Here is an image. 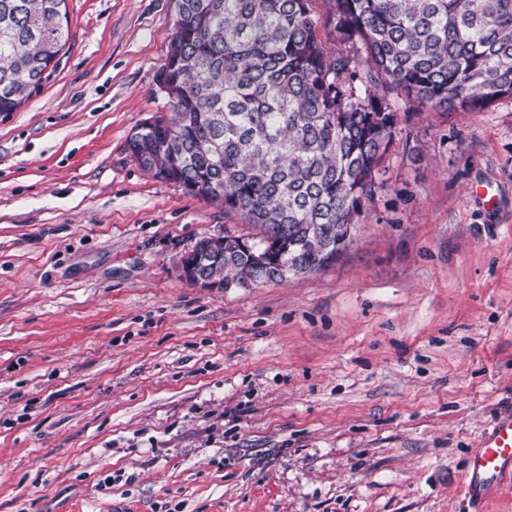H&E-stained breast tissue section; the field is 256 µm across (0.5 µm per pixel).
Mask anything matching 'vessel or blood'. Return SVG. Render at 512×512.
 <instances>
[{
    "label": "vessel or blood",
    "instance_id": "1",
    "mask_svg": "<svg viewBox=\"0 0 512 512\" xmlns=\"http://www.w3.org/2000/svg\"><path fill=\"white\" fill-rule=\"evenodd\" d=\"M509 480H512V412L496 418L479 447L472 450L465 490L471 499L479 501Z\"/></svg>",
    "mask_w": 512,
    "mask_h": 512
}]
</instances>
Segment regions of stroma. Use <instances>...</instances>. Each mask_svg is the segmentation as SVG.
Here are the masks:
<instances>
[{
    "mask_svg": "<svg viewBox=\"0 0 512 512\" xmlns=\"http://www.w3.org/2000/svg\"><path fill=\"white\" fill-rule=\"evenodd\" d=\"M66 3L0 113V512H512L463 490L512 411V97L401 104L335 262L209 291L183 255L251 225L125 151L174 2Z\"/></svg>",
    "mask_w": 512,
    "mask_h": 512,
    "instance_id": "1",
    "label": "stroma"
}]
</instances>
